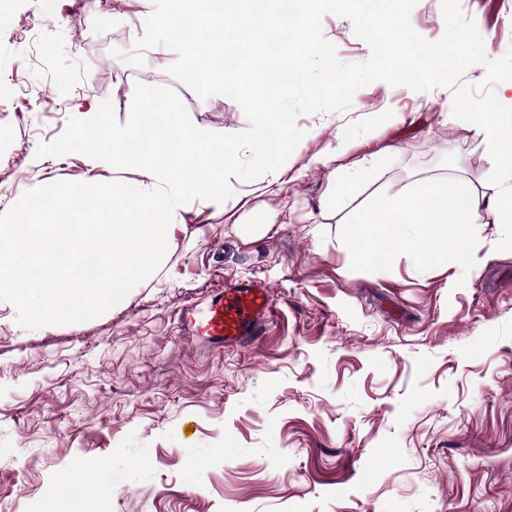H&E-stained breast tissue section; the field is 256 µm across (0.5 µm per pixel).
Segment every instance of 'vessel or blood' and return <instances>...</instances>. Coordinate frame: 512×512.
<instances>
[{
  "label": "vessel or blood",
  "mask_w": 512,
  "mask_h": 512,
  "mask_svg": "<svg viewBox=\"0 0 512 512\" xmlns=\"http://www.w3.org/2000/svg\"><path fill=\"white\" fill-rule=\"evenodd\" d=\"M275 310L272 295L261 281L237 280L215 290L201 309L191 310L195 334L224 347L258 341Z\"/></svg>",
  "instance_id": "b4317fda"
}]
</instances>
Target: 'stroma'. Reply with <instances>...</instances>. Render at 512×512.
I'll return each mask as SVG.
<instances>
[{"label":"stroma","mask_w":512,"mask_h":512,"mask_svg":"<svg viewBox=\"0 0 512 512\" xmlns=\"http://www.w3.org/2000/svg\"><path fill=\"white\" fill-rule=\"evenodd\" d=\"M78 2L0 0V214L53 182L139 179L37 154L92 105L124 110L127 56L161 73L176 59L99 38L109 20L145 32L143 0L101 15ZM459 3L488 56L512 49V0ZM321 25L342 62L369 58L349 19ZM452 103L376 81L347 110L300 114L288 160L232 179L223 208L188 202L161 268L94 320L26 330L0 301V512H512V224L458 225L467 259L422 266L410 244L427 225L352 221L423 180L500 192ZM184 106L210 132L250 126L226 96ZM368 233L399 244L359 262ZM238 278L276 303L264 336L225 349L191 335L188 309Z\"/></svg>","instance_id":"1"}]
</instances>
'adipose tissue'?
<instances>
[{
	"instance_id": "adipose-tissue-1",
	"label": "adipose tissue",
	"mask_w": 512,
	"mask_h": 512,
	"mask_svg": "<svg viewBox=\"0 0 512 512\" xmlns=\"http://www.w3.org/2000/svg\"><path fill=\"white\" fill-rule=\"evenodd\" d=\"M475 134L485 144L498 169L505 173L508 183L491 200H483L462 183L419 182L407 199L393 200L361 212L357 223L429 224L439 237L450 238L448 221L458 224H478L485 212H493L503 224L512 223V154L503 155L501 134L512 128V113L504 110L466 112L462 115Z\"/></svg>"
}]
</instances>
